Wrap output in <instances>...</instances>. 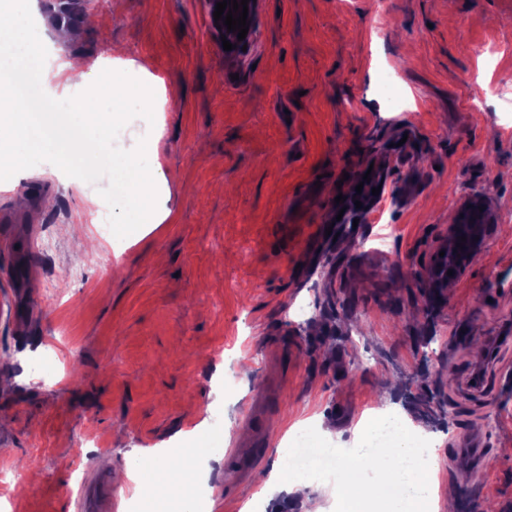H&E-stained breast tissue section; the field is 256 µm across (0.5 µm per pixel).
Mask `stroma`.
Masks as SVG:
<instances>
[{"label": "stroma", "mask_w": 512, "mask_h": 512, "mask_svg": "<svg viewBox=\"0 0 512 512\" xmlns=\"http://www.w3.org/2000/svg\"><path fill=\"white\" fill-rule=\"evenodd\" d=\"M71 26L48 55L90 80L117 45L152 88V120L116 144L147 140L164 178L152 217L110 242L107 179L43 162L0 181L12 512H78L96 478L117 512H190L202 489L214 512H305L256 479L291 428L324 423L346 448L388 404L437 442V498L512 512V0H259L238 52L210 0H94ZM468 192L496 222L438 292L425 272ZM40 235L55 251L32 250ZM180 431L198 449L179 480L135 497L140 450ZM463 431L486 441L480 473L448 462Z\"/></svg>", "instance_id": "35a3bbf8"}]
</instances>
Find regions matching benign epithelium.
<instances>
[{
	"instance_id": "1",
	"label": "benign epithelium",
	"mask_w": 512,
	"mask_h": 512,
	"mask_svg": "<svg viewBox=\"0 0 512 512\" xmlns=\"http://www.w3.org/2000/svg\"><path fill=\"white\" fill-rule=\"evenodd\" d=\"M460 213L462 217L452 226L449 242L444 247L445 255L437 257L427 273L438 288H444L449 282L457 279L464 264L482 251L488 229L494 222L492 211L479 193L466 196ZM463 237L466 238L464 243L461 242ZM459 242L463 243L461 249L456 248ZM449 270L453 271V275H447Z\"/></svg>"
}]
</instances>
